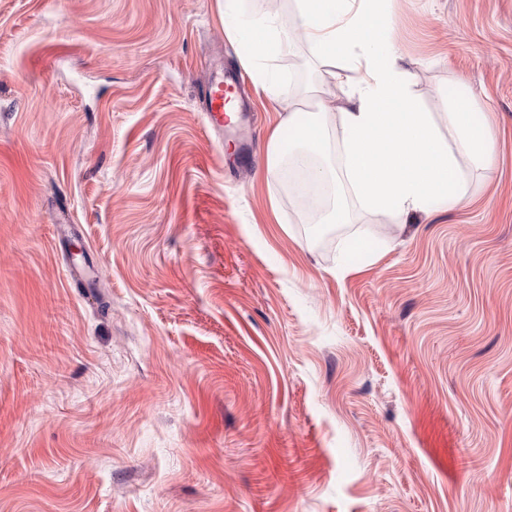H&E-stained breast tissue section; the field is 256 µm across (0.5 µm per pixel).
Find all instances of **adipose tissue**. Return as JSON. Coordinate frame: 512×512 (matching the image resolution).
I'll use <instances>...</instances> for the list:
<instances>
[{"label":"adipose tissue","mask_w":512,"mask_h":512,"mask_svg":"<svg viewBox=\"0 0 512 512\" xmlns=\"http://www.w3.org/2000/svg\"><path fill=\"white\" fill-rule=\"evenodd\" d=\"M295 2L296 29L325 64L318 85L309 91L314 94L319 84H334L343 94V105L339 123L331 130L318 113L281 102L286 117L269 136L270 168L281 170L303 156L325 155L334 142L338 169H318L313 177L325 184L340 183L368 212L419 213L434 198L465 204L461 159L487 169L496 148L494 131L475 120L472 102L457 99L449 115L453 136L444 141L433 113L422 111L413 97L412 75L400 65L387 28L374 19L377 0ZM227 32L245 45L242 64L248 69L256 59L275 57L290 40L289 33L273 30L265 15L245 28L228 27ZM352 51L357 54L352 68L335 69L336 58Z\"/></svg>","instance_id":"obj_1"}]
</instances>
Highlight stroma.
Returning <instances> with one entry per match:
<instances>
[{
    "instance_id": "stroma-1",
    "label": "stroma",
    "mask_w": 512,
    "mask_h": 512,
    "mask_svg": "<svg viewBox=\"0 0 512 512\" xmlns=\"http://www.w3.org/2000/svg\"><path fill=\"white\" fill-rule=\"evenodd\" d=\"M294 0H0V512H512V0H386L412 94L497 135L467 205L305 223L267 145ZM253 147L233 176L224 162ZM364 238L369 247L349 250ZM249 24L245 28L235 25L227 28L228 34L241 41L246 47L242 57V64L246 69H251L258 58L275 57L280 47L290 42L289 33L274 31L271 20L266 14L253 17ZM224 95L231 96L230 99L233 96V99L238 101V112L241 120L247 109L244 98L240 94L237 78L231 72L216 70L212 73L210 81L205 86L204 103L209 123L219 129H224L225 126L231 127L230 119L226 114L224 122Z\"/></svg>"
}]
</instances>
